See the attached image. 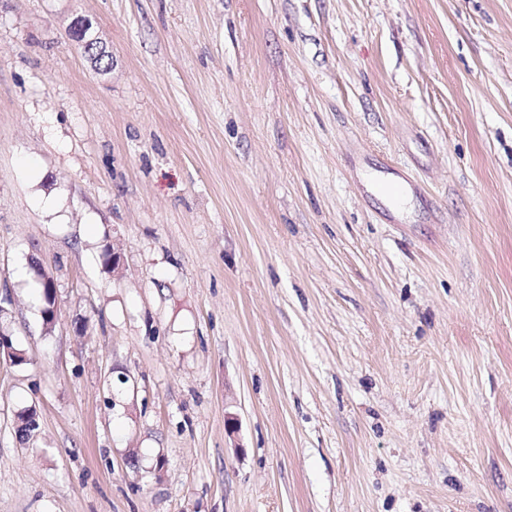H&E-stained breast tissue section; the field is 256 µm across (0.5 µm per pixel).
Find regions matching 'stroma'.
<instances>
[{
    "label": "stroma",
    "instance_id": "35a3bbf8",
    "mask_svg": "<svg viewBox=\"0 0 512 512\" xmlns=\"http://www.w3.org/2000/svg\"><path fill=\"white\" fill-rule=\"evenodd\" d=\"M4 295L0 512H512V0H0Z\"/></svg>",
    "mask_w": 512,
    "mask_h": 512
}]
</instances>
